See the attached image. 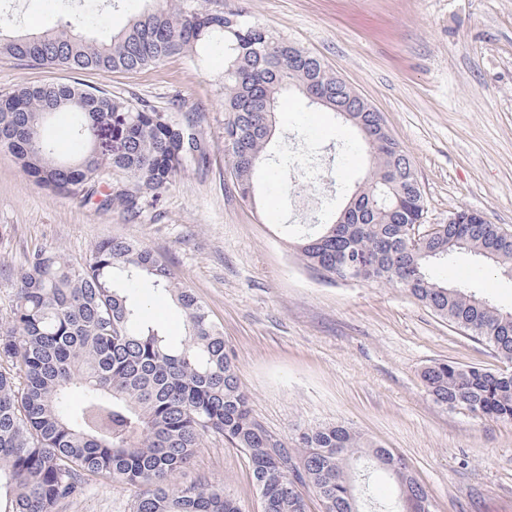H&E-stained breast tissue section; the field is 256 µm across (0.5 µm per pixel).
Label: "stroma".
Here are the masks:
<instances>
[{"label": "stroma", "mask_w": 512, "mask_h": 512, "mask_svg": "<svg viewBox=\"0 0 512 512\" xmlns=\"http://www.w3.org/2000/svg\"><path fill=\"white\" fill-rule=\"evenodd\" d=\"M312 52L379 112L411 158L424 194V221L469 209L512 231V0H223ZM141 0H9L0 33L72 23L104 39ZM224 53L201 65L182 55L133 73L68 72L0 59V94L21 84L64 82L100 89L158 112L200 110L205 167H188L139 216L123 207L37 186L0 152V334L10 327L16 274L33 251L85 262L121 237L148 247L190 288L221 328L250 396L273 438L343 422L402 455L437 512H512V423L478 420L437 405L422 370L455 361L495 372L506 364L482 341L388 285L333 282L309 270L300 232L333 222L369 161L357 130L297 92L281 99L269 158L254 201L238 195L224 155ZM322 197L315 211L298 204ZM279 200L270 212L271 200ZM432 278L512 310V278L466 251L434 264ZM133 296L167 335L184 315L165 296ZM261 512L244 455L204 435L176 476ZM136 487L96 476L55 512H132Z\"/></svg>", "instance_id": "35a3bbf8"}]
</instances>
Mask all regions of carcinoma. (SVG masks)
<instances>
[{"label":"carcinoma","mask_w":512,"mask_h":512,"mask_svg":"<svg viewBox=\"0 0 512 512\" xmlns=\"http://www.w3.org/2000/svg\"><path fill=\"white\" fill-rule=\"evenodd\" d=\"M144 7L108 41L56 31L0 36V58L70 71L137 72L187 55L202 63L224 48V151L237 192L251 200L256 170L266 160L283 92L330 90L336 73L315 55L253 17L218 0H143ZM74 114L67 135L72 157L55 154L52 117ZM112 121L105 162L93 130ZM200 112H155L94 88L47 82L0 95V150L31 180L57 194L118 204L139 212L141 195L156 199L189 165L207 163L196 131ZM372 167L348 201L345 224H323L297 242L307 267L340 280L404 288L448 322L512 362V311L427 272L458 251L512 272V233L496 224H439L417 245L409 226L425 211L410 158L398 143L366 145ZM130 179L133 194L96 188L103 165ZM142 282L166 293L184 312L185 335L167 336L130 290ZM433 400L478 419L512 422V373L443 360L425 367ZM224 438L246 457L263 512H307L310 486L322 512H360L357 483L372 467L397 484L380 512H435L407 462L342 423L279 441L253 417L224 335L206 307L175 282L145 246L104 240L75 264L49 250L31 253L18 277L12 328L0 337V512H55L83 495V476L144 486L134 512H240L208 484L177 487L171 477L191 460L202 436Z\"/></svg>","instance_id":"obj_1"}]
</instances>
